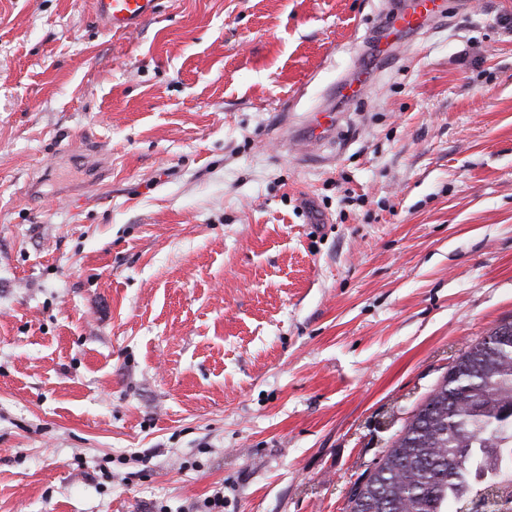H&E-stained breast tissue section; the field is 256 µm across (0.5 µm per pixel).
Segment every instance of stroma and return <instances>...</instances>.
<instances>
[{
    "label": "stroma",
    "instance_id": "stroma-1",
    "mask_svg": "<svg viewBox=\"0 0 512 512\" xmlns=\"http://www.w3.org/2000/svg\"><path fill=\"white\" fill-rule=\"evenodd\" d=\"M393 2L0 0V512H347L512 320V0L289 137ZM97 17L113 33L132 32L159 11V0H94ZM336 110L329 106L321 107L311 114V126L315 129V136H308L307 138L314 142H320L318 137L324 130H330L335 126V113Z\"/></svg>",
    "mask_w": 512,
    "mask_h": 512
}]
</instances>
